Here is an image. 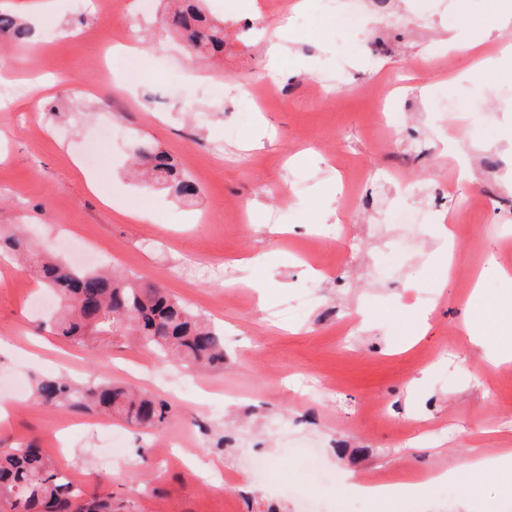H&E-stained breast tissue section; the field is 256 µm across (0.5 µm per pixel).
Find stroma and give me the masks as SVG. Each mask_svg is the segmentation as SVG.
<instances>
[{"label": "stroma", "mask_w": 512, "mask_h": 512, "mask_svg": "<svg viewBox=\"0 0 512 512\" xmlns=\"http://www.w3.org/2000/svg\"><path fill=\"white\" fill-rule=\"evenodd\" d=\"M202 0L224 24L221 55L193 63L162 28L168 0H53L29 18L28 46L0 45V230L35 243L71 236L118 273L157 282L223 326L220 372L175 391L147 381L132 337L72 344L31 309L42 286L0 253V448L62 437L54 458L85 492L124 512H343L336 473L415 481L473 451L512 449V364L492 365L498 323L483 310L512 272V68L489 72L449 51V31L479 32L495 0ZM356 14L338 34L335 11ZM147 55L126 82L128 30ZM284 49L267 54L265 35ZM277 84L268 98L264 82ZM402 117L388 130L376 112ZM462 126L473 178L458 181L448 131ZM112 127L94 167L88 142ZM168 152L201 192L194 202L139 186L137 138ZM336 215L321 225L322 191ZM477 204L462 209L459 198ZM139 204L149 221H128ZM407 214L403 224L392 213ZM449 224L454 243L437 233ZM454 252L448 284L436 267ZM260 265H252V258ZM430 328L410 336L423 310ZM94 375L166 400L162 429L75 414L13 391L18 380ZM313 451L322 472L304 468ZM268 469L252 473L249 458ZM512 512L498 471L405 496L391 512Z\"/></svg>", "instance_id": "1"}]
</instances>
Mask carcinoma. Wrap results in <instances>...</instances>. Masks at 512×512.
Wrapping results in <instances>:
<instances>
[{
  "mask_svg": "<svg viewBox=\"0 0 512 512\" xmlns=\"http://www.w3.org/2000/svg\"><path fill=\"white\" fill-rule=\"evenodd\" d=\"M199 0H177L166 17L168 29L195 45L202 61L224 52V26L206 16ZM0 34L13 41L29 36L27 26L0 13ZM139 175L151 186L169 188L191 202L197 184L181 172L169 154L144 139L137 141ZM7 247L29 257L40 279L57 294L62 311L51 329L64 340L86 346L107 336H133L161 362L183 368L224 369V332L185 305L162 285L106 272L84 270L44 248L35 251L21 235ZM39 403L80 413L110 414L137 430H157L168 421L170 404L116 385L102 376L77 382L66 376L35 380ZM0 501L10 512H114L112 495H88L73 486L54 458L33 443L0 451Z\"/></svg>",
  "mask_w": 512,
  "mask_h": 512,
  "instance_id": "cac0c4a2",
  "label": "carcinoma"
}]
</instances>
